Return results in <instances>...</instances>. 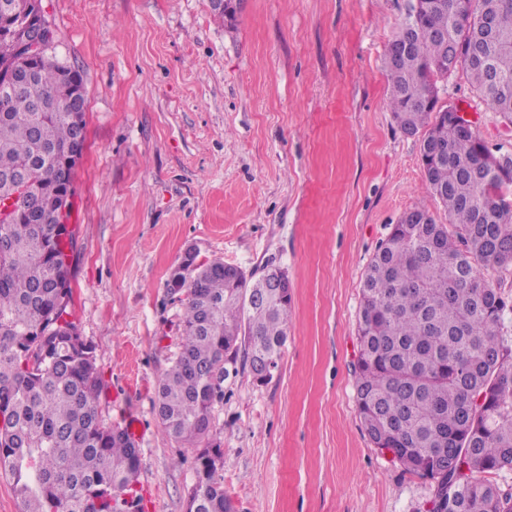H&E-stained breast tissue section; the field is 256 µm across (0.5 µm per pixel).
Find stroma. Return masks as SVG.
I'll return each instance as SVG.
<instances>
[{
  "instance_id": "35a3bbf8",
  "label": "stroma",
  "mask_w": 512,
  "mask_h": 512,
  "mask_svg": "<svg viewBox=\"0 0 512 512\" xmlns=\"http://www.w3.org/2000/svg\"><path fill=\"white\" fill-rule=\"evenodd\" d=\"M53 53L83 76L73 314L105 382L98 411L135 418L145 512H185L194 448L153 400L184 305L165 287L186 248L291 282L279 370L224 383L208 438L235 512H425L428 482L374 448L352 366L364 270L403 212L447 217L420 138L387 108L383 68L410 0H43ZM492 148L512 123L465 72L439 82Z\"/></svg>"
}]
</instances>
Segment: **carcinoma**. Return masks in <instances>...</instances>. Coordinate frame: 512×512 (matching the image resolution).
Masks as SVG:
<instances>
[{"mask_svg":"<svg viewBox=\"0 0 512 512\" xmlns=\"http://www.w3.org/2000/svg\"><path fill=\"white\" fill-rule=\"evenodd\" d=\"M35 67L0 97V195L13 192L5 174L18 163L39 188L32 213L0 223V470L19 512H143L139 448L99 415L104 381L72 313L78 230L55 233L73 91L52 53ZM384 68L394 122L425 129V183L448 223L423 207L405 211L364 271L357 412L375 447L433 484L427 512H512V490L488 479L512 470V303L481 274L512 265V152L459 128L437 87L460 69L512 121V0H426L407 13ZM224 266L178 263L181 347L155 399L178 440L208 436L238 368L282 359L290 281L257 302L258 284ZM222 455L197 449L194 512H231L213 465Z\"/></svg>","mask_w":512,"mask_h":512,"instance_id":"cac0c4a2","label":"carcinoma"}]
</instances>
